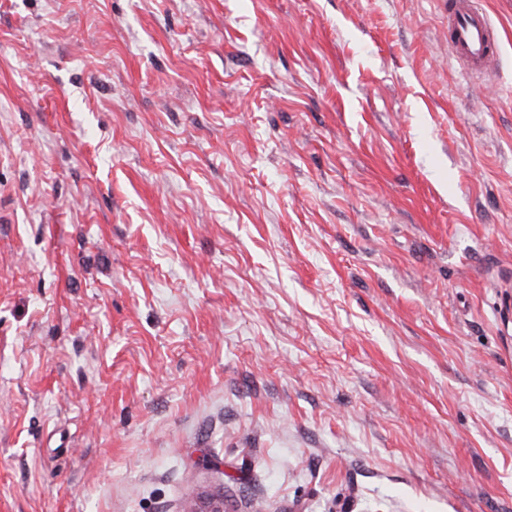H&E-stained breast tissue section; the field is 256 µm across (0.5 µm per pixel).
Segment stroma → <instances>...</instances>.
Masks as SVG:
<instances>
[{
  "label": "stroma",
  "instance_id": "35a3bbf8",
  "mask_svg": "<svg viewBox=\"0 0 512 512\" xmlns=\"http://www.w3.org/2000/svg\"><path fill=\"white\" fill-rule=\"evenodd\" d=\"M0 0V512H512V0ZM496 29L489 15L473 0H452L448 5V46L466 74L495 68L498 57Z\"/></svg>",
  "mask_w": 512,
  "mask_h": 512
}]
</instances>
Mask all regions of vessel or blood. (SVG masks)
<instances>
[{
    "label": "vessel or blood",
    "instance_id": "1",
    "mask_svg": "<svg viewBox=\"0 0 512 512\" xmlns=\"http://www.w3.org/2000/svg\"><path fill=\"white\" fill-rule=\"evenodd\" d=\"M496 29L475 0H451L448 6V46L468 74L492 71L498 57Z\"/></svg>",
    "mask_w": 512,
    "mask_h": 512
}]
</instances>
